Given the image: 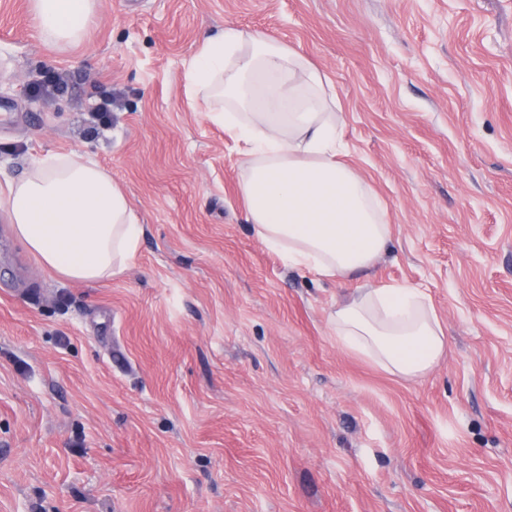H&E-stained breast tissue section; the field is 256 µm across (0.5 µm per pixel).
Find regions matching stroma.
I'll return each instance as SVG.
<instances>
[{"mask_svg": "<svg viewBox=\"0 0 512 512\" xmlns=\"http://www.w3.org/2000/svg\"><path fill=\"white\" fill-rule=\"evenodd\" d=\"M227 26L325 76L391 230L368 272L255 236L239 149L184 80ZM1 112L0 182L92 160L144 234L122 275L66 281L0 210V512H512V0H97L64 47L0 0ZM381 285L443 327L424 378L336 343L337 302Z\"/></svg>", "mask_w": 512, "mask_h": 512, "instance_id": "1", "label": "stroma"}]
</instances>
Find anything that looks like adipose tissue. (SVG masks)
I'll use <instances>...</instances> for the list:
<instances>
[{
	"mask_svg": "<svg viewBox=\"0 0 512 512\" xmlns=\"http://www.w3.org/2000/svg\"><path fill=\"white\" fill-rule=\"evenodd\" d=\"M97 0H30L48 42L75 43ZM194 92L226 101L214 119L240 145V192L255 235L294 266L327 278L367 270L388 247L375 196L344 162L326 111L323 75L278 39L229 27L206 37L185 71ZM15 237L47 269L86 283L122 273L142 226L114 178L69 153L36 159L0 183ZM336 340L406 379L426 376L448 352L421 289L386 286L337 304Z\"/></svg>",
	"mask_w": 512,
	"mask_h": 512,
	"instance_id": "1",
	"label": "adipose tissue"
}]
</instances>
